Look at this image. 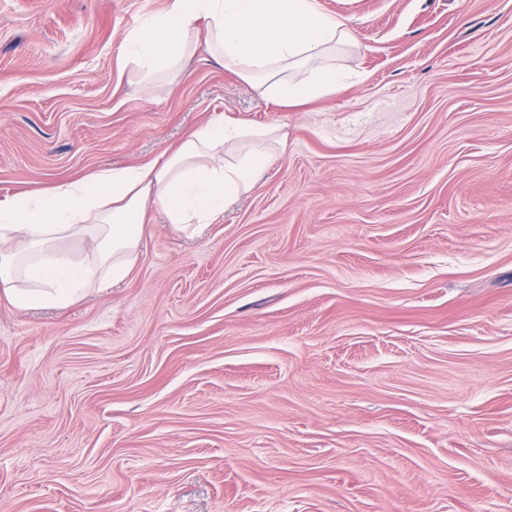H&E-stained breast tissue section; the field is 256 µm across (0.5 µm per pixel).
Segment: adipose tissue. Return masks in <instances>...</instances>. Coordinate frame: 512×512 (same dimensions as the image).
Instances as JSON below:
<instances>
[{"mask_svg": "<svg viewBox=\"0 0 512 512\" xmlns=\"http://www.w3.org/2000/svg\"><path fill=\"white\" fill-rule=\"evenodd\" d=\"M202 19L207 36L201 43L196 24ZM349 39L344 21L319 0H167L162 13L125 34L121 57L148 89L203 44L263 97L303 105L343 82L328 54ZM264 135L240 120L206 124L151 161L100 167L50 190L0 201V295L22 310L65 307L92 281L113 286L126 280L149 209L186 233L216 222L271 160L253 150L228 162L225 147ZM83 237L93 248L89 263L60 247Z\"/></svg>", "mask_w": 512, "mask_h": 512, "instance_id": "1", "label": "adipose tissue"}]
</instances>
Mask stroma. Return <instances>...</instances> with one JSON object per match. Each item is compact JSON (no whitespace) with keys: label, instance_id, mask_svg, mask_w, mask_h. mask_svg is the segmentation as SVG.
<instances>
[{"label":"stroma","instance_id":"35a3bbf8","mask_svg":"<svg viewBox=\"0 0 512 512\" xmlns=\"http://www.w3.org/2000/svg\"><path fill=\"white\" fill-rule=\"evenodd\" d=\"M321 3L349 81L295 107L202 47L142 89L166 0H0V200L276 132L120 285L0 295V512H512V0Z\"/></svg>","mask_w":512,"mask_h":512}]
</instances>
